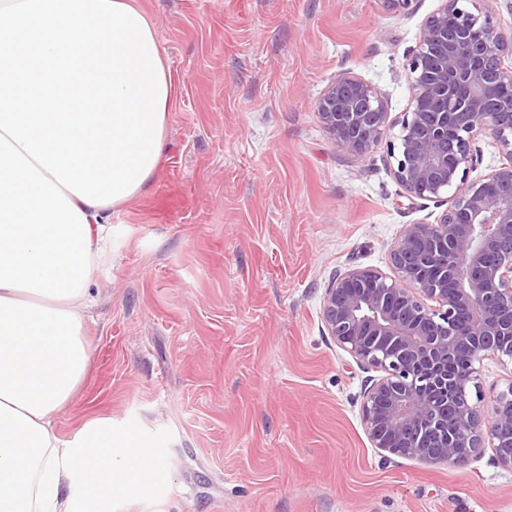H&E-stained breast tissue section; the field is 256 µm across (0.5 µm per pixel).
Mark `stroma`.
Here are the masks:
<instances>
[{
  "label": "stroma",
  "mask_w": 512,
  "mask_h": 512,
  "mask_svg": "<svg viewBox=\"0 0 512 512\" xmlns=\"http://www.w3.org/2000/svg\"><path fill=\"white\" fill-rule=\"evenodd\" d=\"M174 93L147 191L112 213L86 322L91 360L55 430L136 436L164 491L109 512H512L492 449L457 470L384 458L361 422L373 371L321 322L336 274L388 271L407 199L385 147L341 149L315 112L338 72L407 104L404 67L440 0H135Z\"/></svg>",
  "instance_id": "35a3bbf8"
}]
</instances>
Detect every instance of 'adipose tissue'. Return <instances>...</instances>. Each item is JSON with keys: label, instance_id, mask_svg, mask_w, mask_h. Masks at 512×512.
<instances>
[{"label": "adipose tissue", "instance_id": "obj_1", "mask_svg": "<svg viewBox=\"0 0 512 512\" xmlns=\"http://www.w3.org/2000/svg\"><path fill=\"white\" fill-rule=\"evenodd\" d=\"M111 220L0 131V512H102L113 485L160 473L111 427L73 442L54 427L89 365L83 326Z\"/></svg>", "mask_w": 512, "mask_h": 512}]
</instances>
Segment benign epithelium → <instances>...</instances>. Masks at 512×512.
Returning a JSON list of instances; mask_svg holds the SVG:
<instances>
[{"label":"benign epithelium","instance_id":"benign-epithelium-1","mask_svg":"<svg viewBox=\"0 0 512 512\" xmlns=\"http://www.w3.org/2000/svg\"><path fill=\"white\" fill-rule=\"evenodd\" d=\"M478 2L441 0L424 20L397 118L384 93L348 71L317 102L323 127L352 154L399 127L386 142L391 175L407 197L447 205L433 224L406 225L389 252L391 274L337 275L321 317L338 348L380 373L361 404L374 447L454 469L490 448L512 471V383L486 405L471 396L484 360L512 363V102L497 94L512 82V32ZM480 137L505 162L470 181ZM462 349L466 366L448 373Z\"/></svg>","mask_w":512,"mask_h":512}]
</instances>
